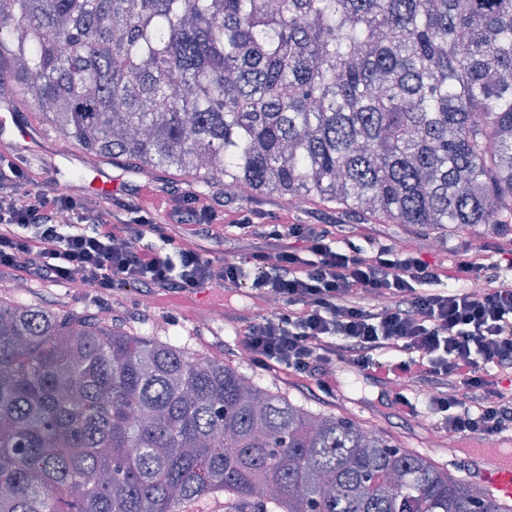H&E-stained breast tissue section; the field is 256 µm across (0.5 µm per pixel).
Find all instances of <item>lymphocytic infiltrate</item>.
<instances>
[{
    "instance_id": "1",
    "label": "lymphocytic infiltrate",
    "mask_w": 512,
    "mask_h": 512,
    "mask_svg": "<svg viewBox=\"0 0 512 512\" xmlns=\"http://www.w3.org/2000/svg\"><path fill=\"white\" fill-rule=\"evenodd\" d=\"M27 157L0 156V275L81 285L107 302L133 288L188 298L202 288L278 305L243 321L250 361L313 377L326 393L343 365L394 387L390 404L441 432L496 441L512 427V249L488 261L464 246L452 267L420 252L338 241L332 224L225 211L207 193L146 182L135 200L32 188ZM227 239L244 258L213 257Z\"/></svg>"
}]
</instances>
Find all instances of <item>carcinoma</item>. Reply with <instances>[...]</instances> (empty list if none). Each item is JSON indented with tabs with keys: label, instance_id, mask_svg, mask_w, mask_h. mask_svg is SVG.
<instances>
[{
	"label": "carcinoma",
	"instance_id": "carcinoma-1",
	"mask_svg": "<svg viewBox=\"0 0 512 512\" xmlns=\"http://www.w3.org/2000/svg\"><path fill=\"white\" fill-rule=\"evenodd\" d=\"M97 163L512 224V0H0V82ZM179 332L0 297V512H512Z\"/></svg>",
	"mask_w": 512,
	"mask_h": 512
}]
</instances>
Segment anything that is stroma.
Instances as JSON below:
<instances>
[{"label": "stroma", "mask_w": 512, "mask_h": 512, "mask_svg": "<svg viewBox=\"0 0 512 512\" xmlns=\"http://www.w3.org/2000/svg\"><path fill=\"white\" fill-rule=\"evenodd\" d=\"M15 122L29 127L33 133L28 143V157L33 164L49 161V177L55 185L67 186L82 193H89L87 179L75 178L76 169L81 168V154L76 148L59 151L55 147L52 133L46 131L33 112L20 110L14 112ZM236 208L259 215H268L283 210L289 211L292 218L306 224H335L345 236L357 244L366 241L401 244L425 254L431 261L445 266L455 265L458 260L457 248L462 241L473 244H512V231L492 230L485 226L461 230L455 227L445 231H429L408 224H392L376 221L360 223L351 213L342 212L322 205L302 209L289 208L288 202L274 194L237 200ZM31 298L46 308H65L69 311L94 315L99 311L89 290L31 284ZM213 298H192L179 311L171 327L190 336L194 352L215 356L241 371L262 379L272 391L284 394L288 398L307 403L311 407L351 418L378 432L392 444L401 448H410L419 452L437 465L448 469L453 475L471 479L472 467L468 454L449 453L447 445L429 446L428 434L431 430L426 418L414 419L400 415L387 404V390L372 380L359 376L345 367L337 368L339 385L334 394L320 391L315 381L298 379L283 371L263 370L251 362L242 360L238 342L239 323L222 318L218 323L204 326L201 318L217 311Z\"/></svg>", "instance_id": "obj_1"}]
</instances>
